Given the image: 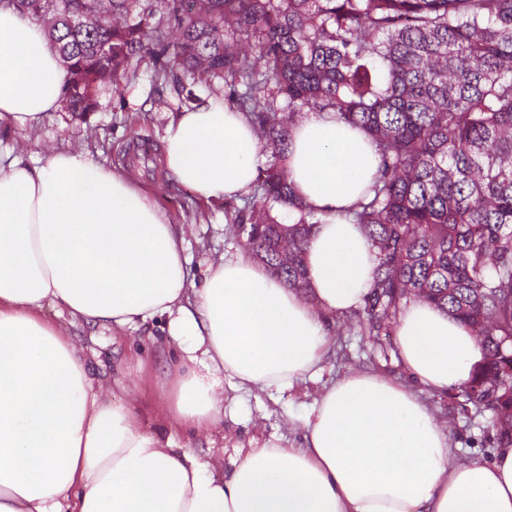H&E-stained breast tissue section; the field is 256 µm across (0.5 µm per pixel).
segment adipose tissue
<instances>
[{"label":"adipose tissue","mask_w":512,"mask_h":512,"mask_svg":"<svg viewBox=\"0 0 512 512\" xmlns=\"http://www.w3.org/2000/svg\"><path fill=\"white\" fill-rule=\"evenodd\" d=\"M66 79L43 27L0 0V129L38 128ZM262 157L255 126L221 99L177 113L162 137L169 176L208 202L249 194ZM378 165L361 131L304 115L287 176L324 218L304 246L306 288L245 255L208 260L194 288L182 238L129 176L82 151H0V512H512V445L455 462L415 392L461 387L484 359L435 305L399 314L410 383L349 373L315 401L300 447L248 449L229 471L144 430L43 315L117 331L166 319L180 355L160 421L220 430L225 387L284 391L317 375L335 318L363 305L378 259L350 211Z\"/></svg>","instance_id":"obj_1"}]
</instances>
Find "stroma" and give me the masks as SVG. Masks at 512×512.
I'll use <instances>...</instances> for the list:
<instances>
[{
  "label": "stroma",
  "mask_w": 512,
  "mask_h": 512,
  "mask_svg": "<svg viewBox=\"0 0 512 512\" xmlns=\"http://www.w3.org/2000/svg\"><path fill=\"white\" fill-rule=\"evenodd\" d=\"M227 93L225 85L203 74H186L179 83L156 86L152 68L143 59L132 63L117 88L99 87L95 111L50 113L37 132L9 131L0 140V148L35 157L48 146L68 147L88 152L114 170L131 173L133 180L157 196L171 223L182 231L190 257V278L198 284L203 280L205 259L246 252L245 239L235 222L241 202L207 203L197 199L192 189L173 181L160 162V140L171 113L183 110L185 97L201 103ZM45 315L83 339L90 371L111 381L113 400L132 401L144 426L158 429L154 411L163 403L160 381L179 352L165 323L157 320L129 336L116 337L99 325L71 324L67 315L52 307L46 308ZM354 370H374L392 377L403 373L395 336L371 335L353 316L337 321L333 347L316 378L282 392L225 389L223 433L198 436L175 427L170 435L176 446L190 450L200 460L220 458L228 465L242 448L298 444L303 419L325 385ZM425 400L437 418L447 422L460 460L490 458V412L475 406L459 412L446 393L429 394Z\"/></svg>",
  "instance_id": "stroma-1"
}]
</instances>
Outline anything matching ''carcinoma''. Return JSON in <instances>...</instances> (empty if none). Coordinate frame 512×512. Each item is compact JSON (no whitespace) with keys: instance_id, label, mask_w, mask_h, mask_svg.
Here are the masks:
<instances>
[{"instance_id":"carcinoma-1","label":"carcinoma","mask_w":512,"mask_h":512,"mask_svg":"<svg viewBox=\"0 0 512 512\" xmlns=\"http://www.w3.org/2000/svg\"><path fill=\"white\" fill-rule=\"evenodd\" d=\"M43 23L67 71L65 108L93 110L135 55L224 80L270 159L238 217L255 257L306 288L303 249L321 217L287 182L290 127L333 112L380 164L353 217L377 249L360 323L392 333L400 304L425 301L471 327L484 364L454 394L492 413L512 444V0H11ZM288 208V222L269 215Z\"/></svg>"}]
</instances>
